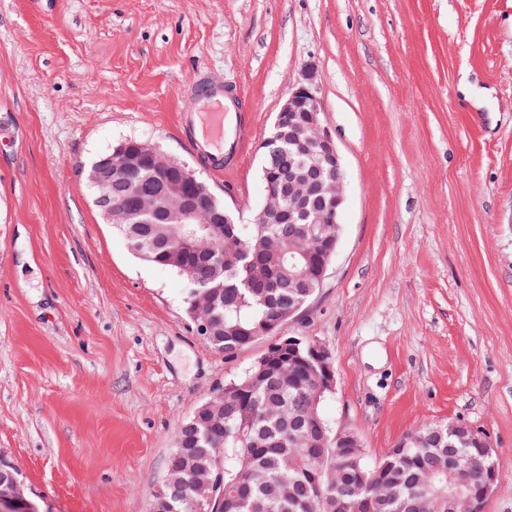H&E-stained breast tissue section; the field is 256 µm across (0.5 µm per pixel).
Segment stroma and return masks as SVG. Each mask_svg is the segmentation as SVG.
Listing matches in <instances>:
<instances>
[{
	"instance_id": "1",
	"label": "stroma",
	"mask_w": 512,
	"mask_h": 512,
	"mask_svg": "<svg viewBox=\"0 0 512 512\" xmlns=\"http://www.w3.org/2000/svg\"><path fill=\"white\" fill-rule=\"evenodd\" d=\"M311 65L346 204L279 333L330 350L320 411L367 462L470 424L496 451L484 512H512V0H0V454L38 512H150L181 424L272 342L204 345L182 279L95 205L91 165L153 144L251 219ZM203 70L246 134L221 181L177 126Z\"/></svg>"
}]
</instances>
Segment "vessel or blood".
Segmentation results:
<instances>
[{
    "label": "vessel or blood",
    "instance_id": "1",
    "mask_svg": "<svg viewBox=\"0 0 512 512\" xmlns=\"http://www.w3.org/2000/svg\"><path fill=\"white\" fill-rule=\"evenodd\" d=\"M178 130L199 162L212 174L238 166L241 147L227 149L225 140L224 86L197 79L178 117Z\"/></svg>",
    "mask_w": 512,
    "mask_h": 512
}]
</instances>
